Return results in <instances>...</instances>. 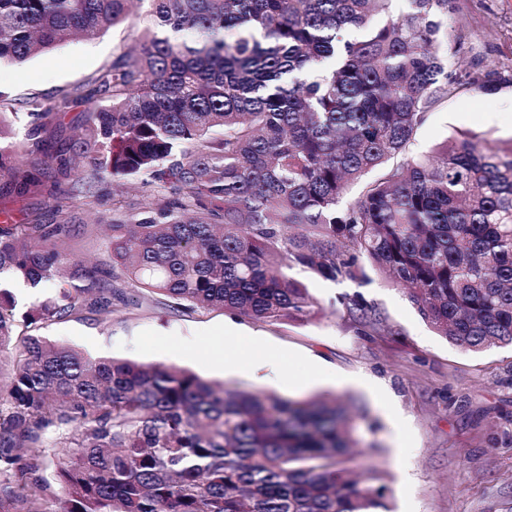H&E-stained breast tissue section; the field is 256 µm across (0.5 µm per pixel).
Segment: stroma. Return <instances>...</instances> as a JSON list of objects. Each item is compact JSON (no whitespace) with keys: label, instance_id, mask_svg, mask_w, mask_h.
Here are the masks:
<instances>
[{"label":"stroma","instance_id":"stroma-1","mask_svg":"<svg viewBox=\"0 0 512 512\" xmlns=\"http://www.w3.org/2000/svg\"><path fill=\"white\" fill-rule=\"evenodd\" d=\"M143 28L135 18L94 41L74 40L25 65L1 68L0 90L20 112L30 97L60 96L111 65L136 44ZM448 32L464 45L449 58V72L463 71L477 53L485 68L506 82L493 92L467 91L438 104L418 129L412 152H429L461 130L482 135L490 146L507 147L512 0H454ZM89 110L78 100L53 111L45 135L55 148H68ZM489 112L500 113L501 122L488 123ZM81 175L77 168L65 173L44 168L39 189L24 196L0 180V217L24 224L37 212L52 223L58 191ZM292 275L319 305L317 314L301 321L272 324L220 310L175 311L161 296L132 291L129 306L110 323L92 315L68 318L42 334L93 357L176 365L227 386L285 398L339 397L354 417L358 462L380 471L393 512H512V346L472 353L453 345L376 272L362 284L333 283L298 268ZM356 297L372 307L376 324L363 325L348 315L344 301ZM224 331L238 341L262 336V354L286 357L299 384L254 381L247 355L226 365L211 362L215 336ZM182 339L189 350H173Z\"/></svg>","mask_w":512,"mask_h":512}]
</instances>
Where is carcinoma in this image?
<instances>
[{"label": "carcinoma", "mask_w": 512, "mask_h": 512, "mask_svg": "<svg viewBox=\"0 0 512 512\" xmlns=\"http://www.w3.org/2000/svg\"><path fill=\"white\" fill-rule=\"evenodd\" d=\"M135 1L149 5L140 47L52 102L93 105L72 146L88 174L59 192L54 223H0V349L21 343L0 363V512H391L375 471L346 466L357 442L336 397L231 389L21 335L11 282L53 286L26 329L110 322L130 287L278 322L318 311L288 271L364 282L369 266L453 344L512 345V146L459 131L410 151L427 112L491 90L489 73L479 58L448 73L462 46L449 0H409L406 14L396 0H0V65L94 40ZM27 106L30 152L67 170L73 158L45 148L46 100ZM8 151L0 177L37 190ZM110 176L135 193L112 200V280L81 286L65 280L69 201L95 207Z\"/></svg>", "instance_id": "1"}]
</instances>
